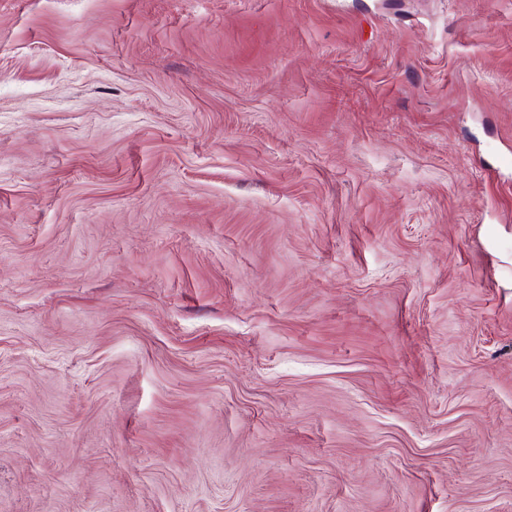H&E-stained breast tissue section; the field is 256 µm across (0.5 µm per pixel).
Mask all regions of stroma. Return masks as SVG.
I'll return each instance as SVG.
<instances>
[{
    "label": "stroma",
    "mask_w": 512,
    "mask_h": 512,
    "mask_svg": "<svg viewBox=\"0 0 512 512\" xmlns=\"http://www.w3.org/2000/svg\"><path fill=\"white\" fill-rule=\"evenodd\" d=\"M512 0H0V512H512Z\"/></svg>",
    "instance_id": "1"
}]
</instances>
